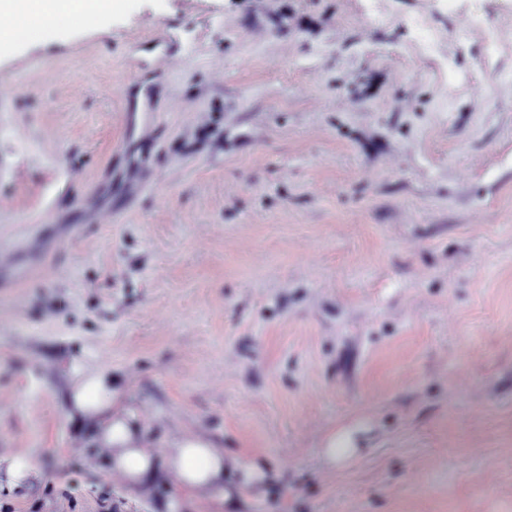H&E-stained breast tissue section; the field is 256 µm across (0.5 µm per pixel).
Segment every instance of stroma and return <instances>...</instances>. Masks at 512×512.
Here are the masks:
<instances>
[{
  "mask_svg": "<svg viewBox=\"0 0 512 512\" xmlns=\"http://www.w3.org/2000/svg\"><path fill=\"white\" fill-rule=\"evenodd\" d=\"M96 367L156 453L257 465L244 512H512V0H125L1 48L0 455L44 478L0 512L168 499L65 418ZM356 448L351 446L350 438L347 434L331 433L326 440L324 454L330 462L343 460L352 455Z\"/></svg>",
  "mask_w": 512,
  "mask_h": 512,
  "instance_id": "obj_1",
  "label": "stroma"
}]
</instances>
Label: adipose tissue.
<instances>
[{"mask_svg":"<svg viewBox=\"0 0 512 512\" xmlns=\"http://www.w3.org/2000/svg\"><path fill=\"white\" fill-rule=\"evenodd\" d=\"M121 0H0V15L8 25L0 27V45L21 39L50 25L52 18L96 19L114 11ZM64 415L79 430L91 433L99 451L111 462L112 471L137 494H149L167 484L171 496L164 512H174L184 501L199 498L216 503L225 512H239L245 499L224 489V476L240 472L252 477V469L234 456L225 455L208 436L189 432L168 442L164 455H156L145 426L123 403L112 387L109 370L78 371L64 401Z\"/></svg>","mask_w":512,"mask_h":512,"instance_id":"1","label":"adipose tissue"}]
</instances>
